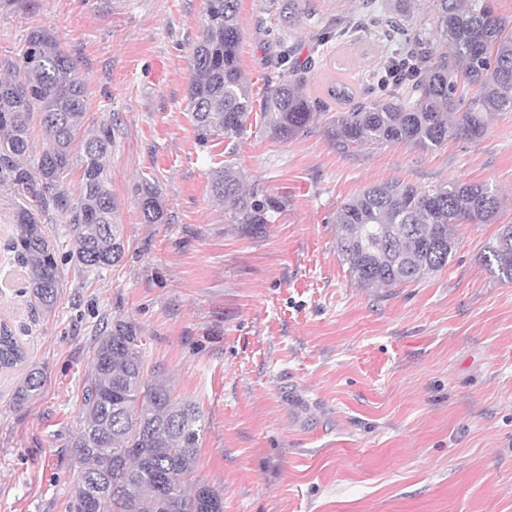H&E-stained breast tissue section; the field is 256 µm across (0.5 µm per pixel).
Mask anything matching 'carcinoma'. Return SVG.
<instances>
[{
    "instance_id": "obj_1",
    "label": "carcinoma",
    "mask_w": 512,
    "mask_h": 512,
    "mask_svg": "<svg viewBox=\"0 0 512 512\" xmlns=\"http://www.w3.org/2000/svg\"><path fill=\"white\" fill-rule=\"evenodd\" d=\"M438 41L425 46L428 64L399 80L384 78L386 96L365 98L330 117L328 132L343 152L370 145L410 143L423 150L452 136L477 140L489 115L512 112V29L491 0H431ZM238 0H206L201 35L192 52L188 108L197 139L232 140L243 132L252 100L239 65ZM0 77V172L20 195L42 211L68 214L71 249L59 256L39 214L17 208L12 248L28 281L30 305L48 314L58 300L59 262L83 272L100 271L125 255L122 225L109 188L107 161L114 139L110 125L78 139L86 113V83L70 55L48 32L29 36L20 63L3 62ZM308 69L288 66V55L267 80L262 110L268 132L286 141L322 113L324 104L305 92ZM50 148L28 162L34 115ZM83 161L82 192L71 201L61 179L73 146ZM212 193L229 205L231 224H269L284 203L247 191L241 175L226 165L215 171ZM143 222L160 224L165 209L156 188H137ZM500 204L490 184L450 181L423 191L404 182L373 185L337 211V250L365 288L414 282L448 266L455 240L450 225L487 224ZM486 264L512 281V225L489 248ZM142 336L133 323L117 320L100 330L93 369L85 380L84 427L75 443L77 487L69 512H224L223 495L195 479L204 417L189 400L149 378ZM24 369L13 392L21 406L41 388L39 367L9 325H0V370Z\"/></svg>"
}]
</instances>
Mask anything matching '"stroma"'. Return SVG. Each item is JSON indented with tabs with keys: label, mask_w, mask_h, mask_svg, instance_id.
<instances>
[{
	"label": "stroma",
	"mask_w": 512,
	"mask_h": 512,
	"mask_svg": "<svg viewBox=\"0 0 512 512\" xmlns=\"http://www.w3.org/2000/svg\"><path fill=\"white\" fill-rule=\"evenodd\" d=\"M239 0L240 67L252 110L243 133L200 144L187 106L205 0H14L0 8V61H20L32 32L53 34L87 83L83 134L114 129L109 188L125 256L101 273L62 266L51 314L32 309L9 249L16 188L0 182V320L43 370L24 406L0 373V512H68L83 385L103 321L142 336L151 374L195 402L205 431L198 480L224 512H512V281L484 262L512 225V112L479 140L424 151L372 145L347 153L327 134L350 88L387 57L369 31L317 46V32L397 0ZM286 32L313 59L306 89L325 114L297 136L269 135L265 79ZM232 165L246 188L285 200L269 224H228L211 191ZM402 180L428 190L486 182L502 204L490 223L458 224L444 269L365 288L336 250L333 217L363 189ZM149 182L165 221L143 223L134 190Z\"/></svg>",
	"instance_id": "35a3bbf8"
}]
</instances>
